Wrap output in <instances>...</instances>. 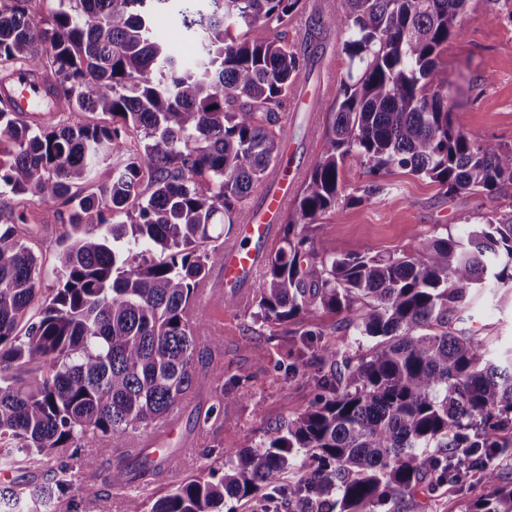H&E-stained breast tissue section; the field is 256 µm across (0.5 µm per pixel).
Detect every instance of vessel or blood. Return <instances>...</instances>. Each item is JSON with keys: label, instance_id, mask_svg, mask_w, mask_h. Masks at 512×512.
I'll use <instances>...</instances> for the list:
<instances>
[{"label": "vessel or blood", "instance_id": "b4317fda", "mask_svg": "<svg viewBox=\"0 0 512 512\" xmlns=\"http://www.w3.org/2000/svg\"><path fill=\"white\" fill-rule=\"evenodd\" d=\"M50 94V83L41 71L33 68L18 69L0 79V101L17 112L33 111ZM272 179L274 191L257 208L247 213L239 226L236 240L225 243L219 262V275L199 288V304L219 301L223 289L240 287L242 281L254 272L260 251L272 240L274 227L296 185L295 174L289 173L284 165L274 168Z\"/></svg>", "mask_w": 512, "mask_h": 512}]
</instances>
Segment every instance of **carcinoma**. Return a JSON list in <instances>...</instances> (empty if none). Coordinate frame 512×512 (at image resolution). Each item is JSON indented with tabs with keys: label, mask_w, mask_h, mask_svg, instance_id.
I'll list each match as a JSON object with an SVG mask.
<instances>
[{
	"label": "carcinoma",
	"mask_w": 512,
	"mask_h": 512,
	"mask_svg": "<svg viewBox=\"0 0 512 512\" xmlns=\"http://www.w3.org/2000/svg\"><path fill=\"white\" fill-rule=\"evenodd\" d=\"M0 0V74L20 66L50 80L56 104L42 124L0 109V464L43 472L0 486L3 512H76L73 467L121 490L174 459L112 463L129 432L157 426L195 394L204 324L189 316L197 288L247 200L267 194L284 158L281 110L334 32L354 70L333 104L322 153L296 195L280 247L265 262L256 316L286 327L314 311L338 329L379 339L354 358L344 343L305 330L297 359L320 390L287 423L222 471L174 485L150 512H223L224 499L259 489L301 512H375V506L459 485L479 473L490 492L468 512H512V484L495 460L512 451V358L452 327L474 292L512 287V210L482 216L466 236L430 237L412 253L329 256L307 231L345 193L357 160L374 178L397 168L450 196L512 188V147L456 128L436 58L465 34L468 0H342L310 17L301 42L280 36L303 0ZM160 11L181 19L186 56L154 35ZM262 24L250 42L234 27ZM89 112L69 121L55 112ZM107 181L97 185L100 174ZM34 208L71 209L57 287L43 300L37 256L22 241L9 195ZM143 246H158L147 259ZM28 370L38 375L26 379ZM300 466L299 479L284 474Z\"/></svg>",
	"instance_id": "obj_1"
}]
</instances>
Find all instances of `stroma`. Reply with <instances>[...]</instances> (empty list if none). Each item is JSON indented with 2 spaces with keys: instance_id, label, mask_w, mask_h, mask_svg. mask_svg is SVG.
I'll return each mask as SVG.
<instances>
[{
  "instance_id": "35a3bbf8",
  "label": "stroma",
  "mask_w": 512,
  "mask_h": 512,
  "mask_svg": "<svg viewBox=\"0 0 512 512\" xmlns=\"http://www.w3.org/2000/svg\"><path fill=\"white\" fill-rule=\"evenodd\" d=\"M464 37L449 40L437 59L448 80L453 121L472 138L512 146V0H468ZM323 59L312 75H300L284 111L293 121L288 135L290 168L305 180L323 145L327 110L335 102L349 59L336 35H327ZM381 192L369 202L341 203L312 230L319 248L331 256L360 250L374 254L413 252L432 235L461 234L459 218L498 210L501 202L484 195L449 197L429 179L394 170L381 177ZM15 212L27 215L17 230L41 261L43 292L56 286L59 257L69 228L66 209H30L26 196L12 199ZM254 304L211 306L208 322L221 325L218 348L197 367L199 389L173 411L177 429L151 457L173 456L176 466L154 480L137 481L124 490H108L101 479L77 473L69 495L77 512H125L128 500L151 508L171 485L200 476L205 466L236 459L243 448L257 444L265 431L295 417L316 397L311 377L285 376L294 362L296 336L256 319ZM305 328L322 332L325 340H341L353 355L366 354L375 340L340 331L333 315L318 311ZM460 328L487 342L490 356L512 349V288L483 290L473 301ZM192 449H185V442ZM484 486H443L428 495L399 500L396 512H466L470 502L487 494Z\"/></svg>"
}]
</instances>
